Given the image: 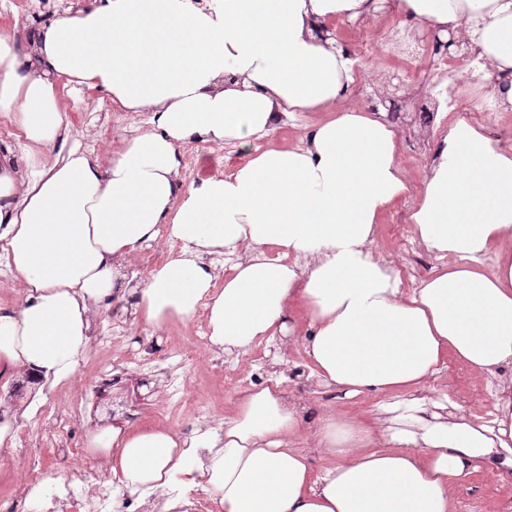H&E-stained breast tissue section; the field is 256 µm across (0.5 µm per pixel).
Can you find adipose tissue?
Listing matches in <instances>:
<instances>
[{"label": "adipose tissue", "mask_w": 512, "mask_h": 512, "mask_svg": "<svg viewBox=\"0 0 512 512\" xmlns=\"http://www.w3.org/2000/svg\"><path fill=\"white\" fill-rule=\"evenodd\" d=\"M379 0H90L56 13L27 44L0 28V260L21 289L0 306V366L50 385L71 379L90 312L122 286L123 264L167 236L177 251L131 287L136 322L159 331L205 312L209 348L236 358L299 340L319 387L376 396L371 416L309 421L282 377L236 402L221 430L182 435L115 425L92 439L121 489L155 512H193L206 485L221 512H457L454 490L487 468L512 494V144L454 118L421 189L374 113L341 103L357 61L329 22ZM397 14L512 80V0H395ZM97 92L146 127L109 160L80 150L63 85ZM322 112L297 146L273 138ZM256 140L224 176L185 184L191 141ZM415 197L411 224L441 258L412 289L372 245L383 217ZM224 265H216V257ZM493 266H486V257ZM484 379L490 416L437 380L448 360ZM323 470H316V460Z\"/></svg>", "instance_id": "1"}]
</instances>
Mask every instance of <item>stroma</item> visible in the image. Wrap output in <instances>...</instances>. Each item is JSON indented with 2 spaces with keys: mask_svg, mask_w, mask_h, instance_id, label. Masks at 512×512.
I'll use <instances>...</instances> for the list:
<instances>
[{
  "mask_svg": "<svg viewBox=\"0 0 512 512\" xmlns=\"http://www.w3.org/2000/svg\"><path fill=\"white\" fill-rule=\"evenodd\" d=\"M59 5V0H6L0 6V25L16 28L18 39L26 40L51 21ZM407 31L392 9V0H381L375 16L337 24L334 34L339 45L362 64L361 77L351 89L347 105L373 112L379 100L396 95L411 104L421 92L437 97L446 94V86L438 82L441 64L423 46L424 40L434 38V31L420 28V42L408 44L406 54H395L394 43ZM65 104L81 146L104 158L119 146L123 136L133 134L146 120L142 114L114 110L88 90L66 97ZM448 120L444 112L426 117L410 114L395 125L401 144L400 162L414 184L423 181ZM252 151V145L239 141L189 143L182 149L184 179L192 183L224 174L246 161ZM410 213V202H399L384 217L373 245L377 257L400 271L407 288L416 287L439 264L435 254L415 239ZM95 320L98 329L111 334L112 341L91 344L78 368L77 379L91 387L79 412L71 410L72 382L41 392L27 374L0 368V397L10 400L19 430L27 435L50 483L66 476L71 450H82L89 465H104V453L93 448L91 439L101 427L114 422L159 424L188 433L199 425L190 404L194 397L209 402L216 418L231 416L239 394L234 385L236 375L253 374L279 358L286 361L287 394L301 398L310 417H319L330 407L364 416L376 404L372 396L344 399L313 386L300 375L305 362L302 348L284 346L279 337L238 361L229 362L224 354L210 353L205 364L173 368L168 359L171 349L190 344L192 337L207 331L202 313L185 322H171L164 332L152 334L133 322L129 301L116 296L105 311L96 313ZM440 382L466 411L483 416L491 412L484 380L466 367L449 362ZM455 498L457 512H498L502 493L497 472L479 470L457 487Z\"/></svg>",
  "mask_w": 512,
  "mask_h": 512,
  "instance_id": "1",
  "label": "stroma"
}]
</instances>
